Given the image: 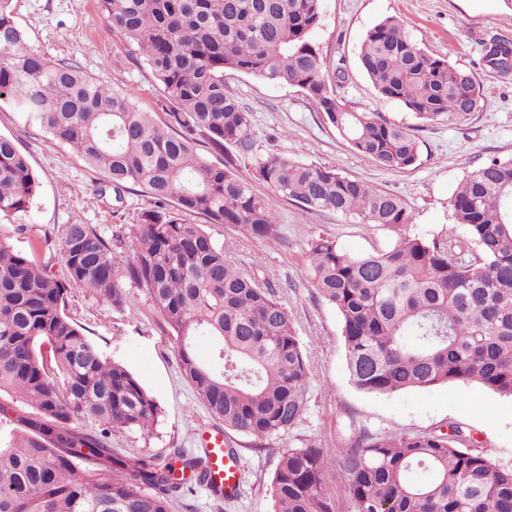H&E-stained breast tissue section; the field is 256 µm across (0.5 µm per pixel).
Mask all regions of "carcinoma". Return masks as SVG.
<instances>
[{
  "label": "carcinoma",
  "instance_id": "cac0c4a2",
  "mask_svg": "<svg viewBox=\"0 0 512 512\" xmlns=\"http://www.w3.org/2000/svg\"><path fill=\"white\" fill-rule=\"evenodd\" d=\"M108 27L152 70L165 118L27 41L0 0V103L104 175L114 201L135 188L154 200L120 270L86 224L60 237L62 269L38 265L0 239V512H169L202 459L110 448L114 429L148 432L161 408L125 366L103 357L66 315L81 289L123 308L122 280L144 288L172 335L196 398L224 428L254 442L294 428L309 367L276 291L244 269L186 213L277 241L274 200L306 214L333 211L390 230L394 239L353 254L308 242L314 287L339 319L350 384L368 395L430 391L456 382L512 398V158L472 168L448 199L453 227L419 230L399 195L334 165L254 152L252 113L224 83L232 71L294 87L360 155L393 172L420 160L413 128L358 112L336 95L312 33L323 0H99ZM359 61L377 96L422 123L465 120L489 106L475 73L427 52L394 18L369 28ZM483 65L512 70V42L494 40ZM207 140L218 164L196 150ZM248 167L249 178L239 174ZM39 181L13 139L0 135V217L28 212ZM207 338L210 356L196 340ZM92 419L99 430L83 431ZM385 437L360 432L341 448H282L272 512H334L324 475L341 462L355 512H512V467L461 447L464 430Z\"/></svg>",
  "mask_w": 512,
  "mask_h": 512
}]
</instances>
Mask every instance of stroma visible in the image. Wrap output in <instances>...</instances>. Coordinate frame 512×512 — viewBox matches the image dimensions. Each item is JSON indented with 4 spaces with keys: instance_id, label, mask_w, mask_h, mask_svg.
<instances>
[{
    "instance_id": "obj_1",
    "label": "stroma",
    "mask_w": 512,
    "mask_h": 512,
    "mask_svg": "<svg viewBox=\"0 0 512 512\" xmlns=\"http://www.w3.org/2000/svg\"><path fill=\"white\" fill-rule=\"evenodd\" d=\"M12 7L29 44L46 58L74 63L115 89L134 90L143 109L159 111L160 90L150 68L118 31L107 27L98 0H13ZM387 17L397 18L429 53L474 71L489 107L463 121L444 118L417 125L402 105L378 99L358 54L364 33ZM497 37L512 39V6L505 0H325L324 22L313 40L326 65L347 74L338 91L343 102L415 127L420 161L405 172L383 170L353 151L296 89L234 72L226 73L224 81L254 116L257 152L336 166L346 176L401 196L417 226L432 230L450 223L448 199L467 171L493 158L512 157V74L502 76L481 65L485 45ZM0 134L14 139L39 179L31 210L18 220L0 219V239L42 261L58 254L64 225L86 224L111 248L118 266L131 261V231L150 209L149 197L133 190L123 205H115L111 194L100 191V174L41 129L26 124L5 103L0 105ZM275 206L279 243L267 245L222 224L206 225L205 230L242 266L260 261L292 315L310 367L305 411L295 428L260 449L253 448L250 439L225 431V443L237 450L243 465L238 496L220 500L206 488L193 486L172 503L170 512H271L278 449L309 443L337 448L362 430L378 436L419 434L445 432L456 424L467 434L465 447L512 466L511 399L462 382L390 396L366 395L349 383L338 317L312 284L307 242L321 235L361 254L385 248L392 233L331 211L305 216L283 198L276 199ZM125 292L127 301L119 310L80 289L71 293L66 307L103 356L123 363L162 409L150 434L116 430L109 445L131 455L164 458L177 448L195 454L200 446L196 431L216 421L184 378L179 341L166 330L146 291L129 281Z\"/></svg>"
}]
</instances>
